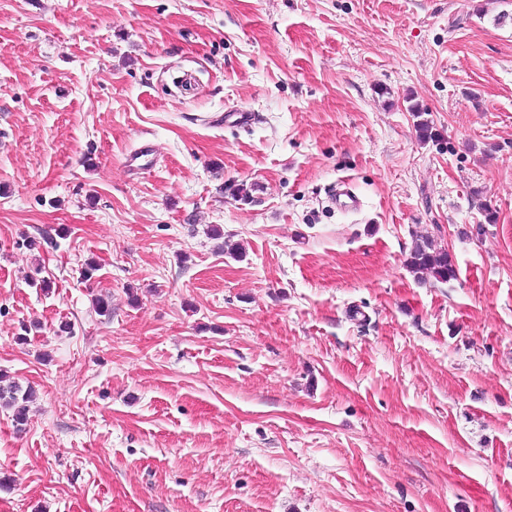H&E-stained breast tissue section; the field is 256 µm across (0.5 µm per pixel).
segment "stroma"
Segmentation results:
<instances>
[{
  "instance_id": "stroma-1",
  "label": "stroma",
  "mask_w": 512,
  "mask_h": 512,
  "mask_svg": "<svg viewBox=\"0 0 512 512\" xmlns=\"http://www.w3.org/2000/svg\"><path fill=\"white\" fill-rule=\"evenodd\" d=\"M504 9L0 0V512H512ZM410 253L409 267L415 273H428L436 281L448 282L456 277V269L448 257V252L436 249L434 241L423 239ZM6 382L0 376V404L13 409V420L22 429L27 423V405L33 395L31 387L23 389L16 382Z\"/></svg>"
}]
</instances>
